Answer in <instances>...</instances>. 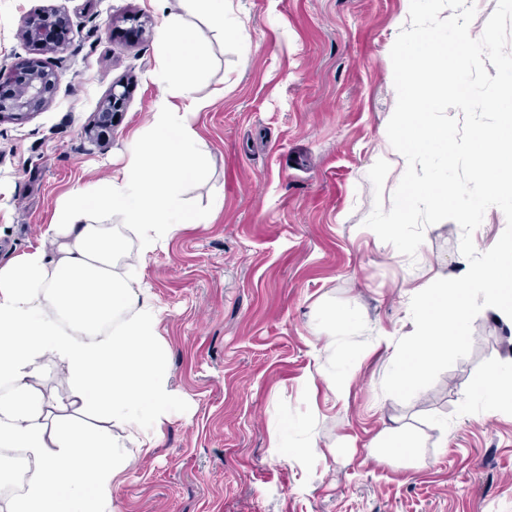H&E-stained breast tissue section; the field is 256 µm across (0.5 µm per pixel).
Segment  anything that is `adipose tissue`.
Instances as JSON below:
<instances>
[{"mask_svg":"<svg viewBox=\"0 0 512 512\" xmlns=\"http://www.w3.org/2000/svg\"><path fill=\"white\" fill-rule=\"evenodd\" d=\"M218 33L242 35L230 0H187ZM154 72L163 96L146 133H134L125 164L60 203L39 244L0 266V451L35 463L8 512H116L113 489L135 450L157 447L178 394L170 384L162 311L143 269L182 225L206 224L211 210L190 208L186 192L205 172L207 151L194 127L203 103L194 77L208 67L180 15L169 14ZM136 246L121 253L116 227ZM59 366L69 397L59 407L42 382L45 359ZM391 418L370 453L416 455Z\"/></svg>","mask_w":512,"mask_h":512,"instance_id":"adipose-tissue-1","label":"adipose tissue"}]
</instances>
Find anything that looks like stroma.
Wrapping results in <instances>:
<instances>
[{
  "label": "stroma",
  "mask_w": 512,
  "mask_h": 512,
  "mask_svg": "<svg viewBox=\"0 0 512 512\" xmlns=\"http://www.w3.org/2000/svg\"><path fill=\"white\" fill-rule=\"evenodd\" d=\"M232 2L242 41L181 0H0V64L39 54L18 36L23 15L60 11L67 39L46 57L59 76L49 106L0 122L1 265L38 245L61 199L123 164L159 95L165 12L210 59L194 118L208 173L189 198L206 209L220 192L224 205L146 263L179 398L158 448L115 489L117 512H512V397L475 389L512 368L511 328L481 311L471 353L433 385L407 402L381 391L397 340L415 329L412 296L461 269L453 221L428 226L412 259L363 225L410 0ZM117 82L130 93L102 150L83 129ZM347 375L335 399L329 384ZM392 415L423 439L413 462L368 454ZM276 432L318 455L279 461Z\"/></svg>",
  "instance_id": "stroma-1"
}]
</instances>
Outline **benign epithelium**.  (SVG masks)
Returning <instances> with one entry per match:
<instances>
[{
  "instance_id": "benign-epithelium-1",
  "label": "benign epithelium",
  "mask_w": 512,
  "mask_h": 512,
  "mask_svg": "<svg viewBox=\"0 0 512 512\" xmlns=\"http://www.w3.org/2000/svg\"><path fill=\"white\" fill-rule=\"evenodd\" d=\"M18 36L47 54L64 48L61 23L51 12L27 15ZM58 83V75L40 58L29 61L21 75L1 65L0 121L5 118H28L45 109L52 101ZM126 96L127 90L119 91L117 86H112L93 123L84 128V136L89 142L102 148L110 143L113 110L122 106Z\"/></svg>"
}]
</instances>
